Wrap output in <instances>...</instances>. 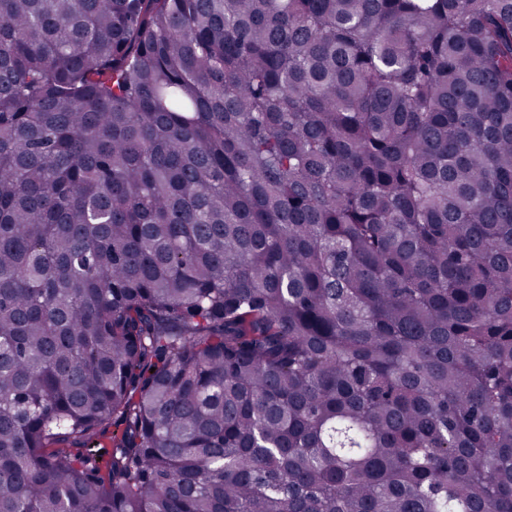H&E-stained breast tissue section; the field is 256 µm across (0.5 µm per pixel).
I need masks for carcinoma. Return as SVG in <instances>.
I'll return each instance as SVG.
<instances>
[{
    "label": "carcinoma",
    "mask_w": 512,
    "mask_h": 512,
    "mask_svg": "<svg viewBox=\"0 0 512 512\" xmlns=\"http://www.w3.org/2000/svg\"><path fill=\"white\" fill-rule=\"evenodd\" d=\"M0 512H512V0H0Z\"/></svg>",
    "instance_id": "1"
}]
</instances>
